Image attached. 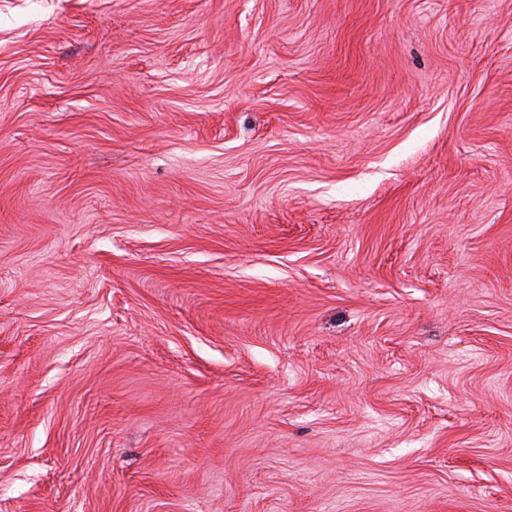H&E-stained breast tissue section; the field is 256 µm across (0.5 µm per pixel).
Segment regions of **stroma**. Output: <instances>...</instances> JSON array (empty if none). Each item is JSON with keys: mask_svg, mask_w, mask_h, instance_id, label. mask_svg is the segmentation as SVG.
Segmentation results:
<instances>
[{"mask_svg": "<svg viewBox=\"0 0 512 512\" xmlns=\"http://www.w3.org/2000/svg\"><path fill=\"white\" fill-rule=\"evenodd\" d=\"M0 512H512V0H0Z\"/></svg>", "mask_w": 512, "mask_h": 512, "instance_id": "1", "label": "stroma"}]
</instances>
